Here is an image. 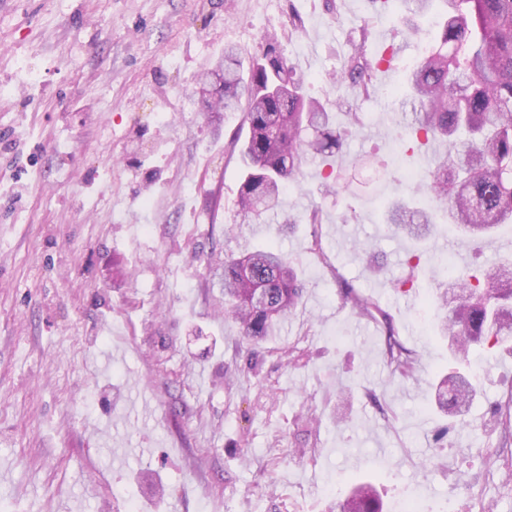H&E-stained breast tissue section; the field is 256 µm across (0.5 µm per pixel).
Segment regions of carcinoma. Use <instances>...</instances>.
Listing matches in <instances>:
<instances>
[{
  "label": "carcinoma",
  "mask_w": 512,
  "mask_h": 512,
  "mask_svg": "<svg viewBox=\"0 0 512 512\" xmlns=\"http://www.w3.org/2000/svg\"><path fill=\"white\" fill-rule=\"evenodd\" d=\"M376 16H389L394 26L412 35L411 20L443 8L439 32L405 83L414 119L409 135L442 140L448 150L433 163L428 177L414 190L448 209V220L464 234L490 237L512 219V0H371ZM370 21L363 20L359 41L333 75L336 91L371 95L385 57L367 56ZM223 93L211 108L243 111L248 137L240 148L243 181L239 215L262 221L283 215L300 223L285 209L286 184L301 168L342 150L346 129L330 111L306 95L307 78L288 64L275 39L267 40L261 56L252 60L248 76L240 68V53L224 50L211 72ZM386 223L406 236L423 241L433 235L432 215L399 202L388 204ZM224 294V315L238 324L243 336L257 342L277 336L282 324L302 301L304 287L287 254L273 247L256 249L210 266ZM456 303L442 321V332L457 337V353L475 346L492 347L512 338V258H501L482 274L458 272ZM344 303L362 318L383 315L380 306L350 282L336 276ZM386 357L394 371L413 369V352L397 340L387 344ZM443 383L451 389L438 396L444 413L458 416L474 395L469 378L459 372ZM340 512H382L375 487L355 486L339 500Z\"/></svg>",
  "instance_id": "carcinoma-1"
}]
</instances>
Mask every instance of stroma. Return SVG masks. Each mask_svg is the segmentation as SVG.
<instances>
[{
  "label": "stroma",
  "mask_w": 512,
  "mask_h": 512,
  "mask_svg": "<svg viewBox=\"0 0 512 512\" xmlns=\"http://www.w3.org/2000/svg\"><path fill=\"white\" fill-rule=\"evenodd\" d=\"M371 19L368 55L397 53L369 99L348 93L335 177L306 165L285 194L322 221L285 231L237 214L238 112H212L200 79L237 46L276 34L310 96ZM394 34L369 0H0V512H325L371 481L384 512H512V347L457 362L427 306L442 275L409 271L414 245L381 218L403 178L426 175L434 143L407 157L391 90L437 30ZM442 224L432 250L456 266L493 260ZM322 244L327 262L312 249ZM274 246L304 296L279 336L254 344L225 320L213 254ZM388 321L359 318L337 278ZM412 278L410 291L395 289ZM416 357L392 371L388 338ZM473 375L459 425L436 405L442 374Z\"/></svg>",
  "instance_id": "stroma-1"
}]
</instances>
